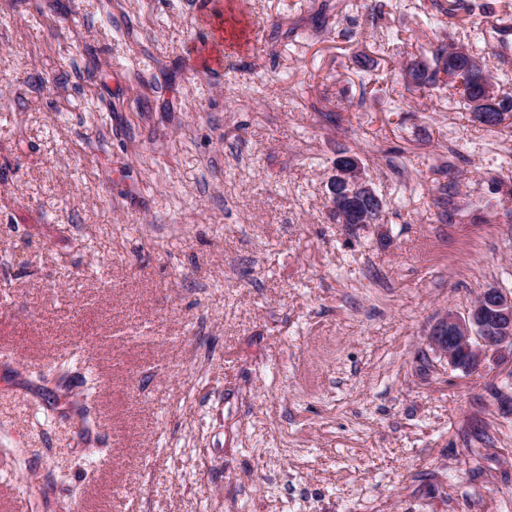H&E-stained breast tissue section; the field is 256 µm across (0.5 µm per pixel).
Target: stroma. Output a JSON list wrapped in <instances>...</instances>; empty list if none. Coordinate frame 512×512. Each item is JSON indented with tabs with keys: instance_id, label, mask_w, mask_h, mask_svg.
<instances>
[{
	"instance_id": "1",
	"label": "stroma",
	"mask_w": 512,
	"mask_h": 512,
	"mask_svg": "<svg viewBox=\"0 0 512 512\" xmlns=\"http://www.w3.org/2000/svg\"><path fill=\"white\" fill-rule=\"evenodd\" d=\"M223 2L0 0V512H512V347L427 342L512 291V116L404 81L465 23L512 96V0ZM343 151L380 223L330 214ZM71 342L84 436L32 375Z\"/></svg>"
}]
</instances>
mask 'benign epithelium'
<instances>
[{
    "instance_id": "obj_1",
    "label": "benign epithelium",
    "mask_w": 512,
    "mask_h": 512,
    "mask_svg": "<svg viewBox=\"0 0 512 512\" xmlns=\"http://www.w3.org/2000/svg\"><path fill=\"white\" fill-rule=\"evenodd\" d=\"M331 212L350 224H374L375 205L383 200L366 177L360 159L352 154L336 158L328 182ZM372 203L357 213V203ZM429 346L448 364L464 372L479 370L486 354L503 346L512 347V292L496 287L484 289L464 314L446 313L428 336Z\"/></svg>"
}]
</instances>
